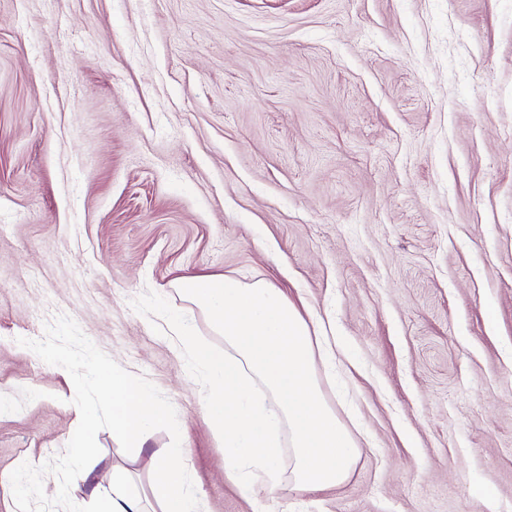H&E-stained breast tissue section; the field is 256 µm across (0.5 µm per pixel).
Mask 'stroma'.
Listing matches in <instances>:
<instances>
[{
    "label": "stroma",
    "instance_id": "obj_1",
    "mask_svg": "<svg viewBox=\"0 0 512 512\" xmlns=\"http://www.w3.org/2000/svg\"><path fill=\"white\" fill-rule=\"evenodd\" d=\"M194 275L323 324L343 484L225 478L168 322L130 306L153 291L223 346L173 286ZM90 352L174 406L143 450ZM0 400V512H85L116 469L154 512L159 448L189 449L210 512H512V0H0ZM77 423L72 434V446L74 448L73 461L76 467L74 476L82 482L88 483L91 480V471L85 468L82 455L89 451L95 437V419L87 414L83 408L78 407Z\"/></svg>",
    "mask_w": 512,
    "mask_h": 512
}]
</instances>
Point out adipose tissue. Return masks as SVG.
<instances>
[{
	"label": "adipose tissue",
	"instance_id": "ef3b65f1",
	"mask_svg": "<svg viewBox=\"0 0 512 512\" xmlns=\"http://www.w3.org/2000/svg\"><path fill=\"white\" fill-rule=\"evenodd\" d=\"M93 374L112 406V423L126 447L143 448L151 430L171 420L170 405L116 363L99 362ZM183 454L180 448L154 451L148 475L149 492L160 512H207L203 497L175 463ZM124 484V474L118 473L112 477L111 489L93 488V512H141L139 496L127 492Z\"/></svg>",
	"mask_w": 512,
	"mask_h": 512
}]
</instances>
